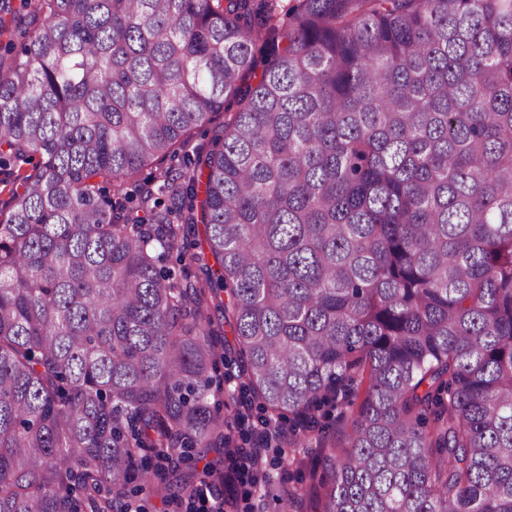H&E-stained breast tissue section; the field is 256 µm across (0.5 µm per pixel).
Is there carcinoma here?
Masks as SVG:
<instances>
[{
  "mask_svg": "<svg viewBox=\"0 0 512 512\" xmlns=\"http://www.w3.org/2000/svg\"><path fill=\"white\" fill-rule=\"evenodd\" d=\"M3 9L0 512L167 499L222 325L292 451L352 413L282 512H512V0Z\"/></svg>",
  "mask_w": 512,
  "mask_h": 512,
  "instance_id": "cac0c4a2",
  "label": "carcinoma"
}]
</instances>
